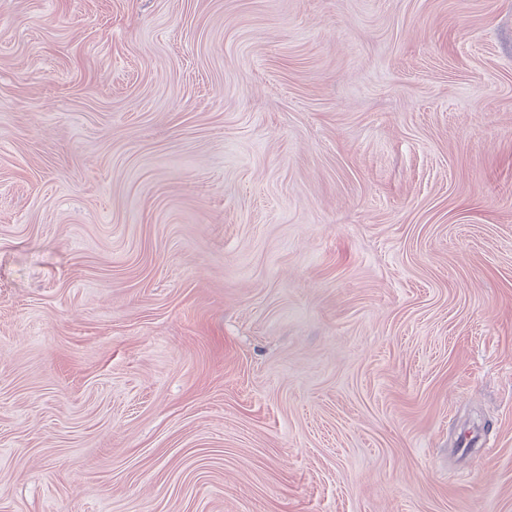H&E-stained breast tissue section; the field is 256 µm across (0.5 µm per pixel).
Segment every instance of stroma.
I'll return each instance as SVG.
<instances>
[{"instance_id": "stroma-1", "label": "stroma", "mask_w": 512, "mask_h": 512, "mask_svg": "<svg viewBox=\"0 0 512 512\" xmlns=\"http://www.w3.org/2000/svg\"><path fill=\"white\" fill-rule=\"evenodd\" d=\"M0 512H512V0H0Z\"/></svg>"}]
</instances>
